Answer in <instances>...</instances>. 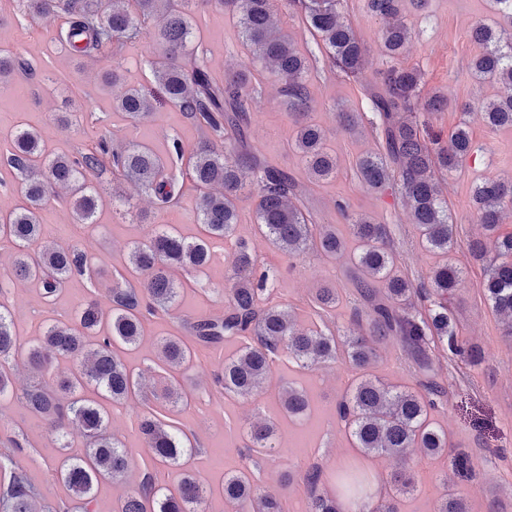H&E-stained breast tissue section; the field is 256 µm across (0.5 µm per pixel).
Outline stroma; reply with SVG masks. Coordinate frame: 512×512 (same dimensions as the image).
<instances>
[{"label":"stroma","mask_w":512,"mask_h":512,"mask_svg":"<svg viewBox=\"0 0 512 512\" xmlns=\"http://www.w3.org/2000/svg\"><path fill=\"white\" fill-rule=\"evenodd\" d=\"M340 8L367 45L364 67L355 79L330 67L324 45L301 14L286 9L279 14L281 26L308 60L306 80L312 99L308 119L325 130L327 145L337 157L338 173L325 182H310L300 154L290 147L294 120L282 104L278 83L256 60L235 18L215 6L189 5L195 34L193 55L219 82L228 70L242 67L250 71L249 91L255 100L249 127L253 150L304 186L305 204L316 223L335 225L345 236L350 233L353 215L385 225L387 243L401 270L413 281L415 305L423 310L429 305L427 275L444 257L421 245L400 187L381 192L366 189L356 169L360 157L380 149L379 118L364 88L373 82L382 61L380 35L385 22L367 16L362 0H341ZM404 8L412 38L402 62L422 71L426 91L439 92L448 99L447 107L425 115V122L443 141L459 124H466L472 141L466 162L446 176L444 198L457 239L446 258L462 270V281L449 303L459 339L479 345L484 360L474 367L461 357L433 349L436 378L448 394L438 400L431 416L448 434V453L431 458L420 450L411 451L408 464L414 468L417 489L405 496L400 509L437 512L443 490L450 488L466 496L469 512H512V336L485 300L484 262L473 259L467 250L469 240L484 235L471 203L474 186L512 177V127L489 126L480 110L482 103L499 98L506 89L477 81L470 69L478 51L470 31L477 24L490 22L494 11L491 0H426L420 7L413 0H404ZM65 22L64 15L34 18L20 8L18 0H0V49L19 56L30 67L29 72L16 73L0 83V211H11L20 202L15 192L17 172L6 157L13 134L21 126L40 131L43 147L52 156L87 151L103 138L110 139L116 150L147 143L166 157L177 197L171 206L156 208L149 193L107 169L94 180L101 197L94 223L78 224L65 191L55 190L41 213L44 239L85 250L94 257L100 274L93 283L71 279L55 301L48 303L37 285L14 278L13 252L0 248V304L11 311L14 332L24 350L48 324L75 317L91 293H105L113 278L124 273L133 244L148 239L160 225H175L188 237L199 232L198 193L185 166L170 154L176 142L188 150L197 146L203 137L198 126L164 102L137 120L114 108L117 98L129 89L157 90L154 67L161 54L159 46L145 34L136 42L106 48L91 57L80 56L58 40ZM111 72L118 73L119 79L105 84L104 77ZM342 111L357 114L356 131L340 126L337 115ZM238 209L237 235L252 242L259 271L275 275V299L292 311L298 325L338 336L357 331L356 313L362 308V299L346 276L349 256L332 261L311 250L303 258H288L259 233L251 192L241 195ZM232 249L231 241H214L206 266L178 273L181 292L174 310L148 316L141 343L120 353L135 373L165 374L158 340L182 333L184 322L223 314ZM331 284L339 290V303L333 311H317V288ZM241 346L239 339L230 338L219 348L195 350L189 364L176 374L185 406L173 420L194 447L189 467L209 489L207 512H225L220 485L226 475L244 468L261 491L279 496L288 512H304L305 474L315 464L322 468L326 488H333L338 469L359 465L372 475L380 492H387L391 473L405 463L394 457H361L338 413L356 371L338 362L310 372L282 356L275 360L261 395L228 396L216 376ZM371 371L392 385L417 389L426 381L395 341L380 345L379 359ZM32 382L22 367H14L8 392L0 398V471L23 470L44 512H118L122 499L135 488L150 461L138 433V420L147 411V402L132 398L108 404V430L128 449L132 464L121 480L100 482L84 509L57 474L61 454L54 432L46 420L33 417L25 406L24 393ZM290 385L305 390L310 400L307 412L298 418L285 416L281 408L280 394ZM261 419L277 425L282 450L277 461L257 460L246 451V429L250 422ZM460 452L473 461L465 477L453 471L452 457ZM285 472L290 474V482H282Z\"/></svg>","instance_id":"35a3bbf8"}]
</instances>
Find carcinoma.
I'll list each match as a JSON object with an SVG mask.
<instances>
[{
  "label": "carcinoma",
  "instance_id": "cac0c4a2",
  "mask_svg": "<svg viewBox=\"0 0 512 512\" xmlns=\"http://www.w3.org/2000/svg\"><path fill=\"white\" fill-rule=\"evenodd\" d=\"M192 0H25L24 7L34 16L61 13L66 26L58 40L71 51L91 57L114 44L133 42L142 34V23L156 22L153 37L163 48L165 60L155 67L158 84L169 103L186 113L212 139H224L232 150H217L212 139L185 152L174 143L179 160L186 162L200 191L197 223L203 234L192 240L171 225H163L142 243L135 244L126 270L130 278L112 281L105 295L84 304L70 323L48 326L26 354L25 364L40 378L58 359L72 363L70 376L54 386L34 385L25 392L29 412L49 421L57 431L59 447H69L68 428L84 438L85 448L67 456L60 466V477L73 498L92 502L95 485L102 479H122L129 468L128 451L107 432L102 403L81 394L94 385L102 397L120 401L142 395L139 375L123 363L120 346H136L145 334L146 315L171 309L179 297L176 273L197 269L210 260L209 241L235 233L238 225L236 200L245 189L243 172L251 171L258 188L256 223L275 248L299 258L315 249L327 259H336L345 249L344 238L331 225L319 226L302 207V190L288 173L248 151V123L254 98L246 91L249 75L233 71L217 83L202 65L186 68L194 33L185 7ZM236 15L243 39L266 71L282 83V101L295 117L293 145L305 162L312 182L336 177V155L326 147L325 131L307 120L311 96L305 74L306 57L288 33L273 24L282 6L302 11L310 27L325 45L336 71L348 78L363 68L365 43L353 26L340 15L341 0H214ZM402 0H364L366 14L383 17L390 23L382 31L385 56L377 79L366 95L380 118L383 151L359 158L357 169L363 185L381 190L397 183L409 207L412 223L422 241L432 251L448 254L454 246L455 225L449 222L442 197L440 174L459 167L471 152L470 137L463 125L442 144L429 136L419 113L439 112L446 101L436 93L423 94V74L416 67L399 63L411 36L401 14ZM480 51L471 61V71L480 81L490 80L508 88V94L483 105L484 119L493 127L512 125V32L481 24L471 31ZM27 64L10 54L0 55V81L9 79ZM116 108L132 117L151 112V100L139 89H131ZM125 179L153 195L156 204L166 208L175 197L174 181L165 160L152 148L132 144L112 149L103 138L95 148L78 156L49 157L42 147V134L19 127L7 157L19 174L18 190L23 204L0 212V244L14 246L15 277L36 283L46 302L51 303L69 280L79 276L93 281L97 266L93 258L77 248L48 245L42 241L39 212L57 186L69 189V206L79 224H90L97 212L98 192L89 175L103 169V158ZM472 205L485 230V236L469 242V253L481 260L493 254L486 266L484 295L492 309L506 318L512 335V232H499L502 213L512 206V180L485 181L475 187ZM359 242L353 256L350 280L364 300L367 311L365 332L340 341L317 329H300L291 314L272 302L273 282L269 274L257 275V257L249 239L238 237L229 257L225 310L222 316L202 317L188 326L191 342L201 348H215L227 338H240L245 345L224 362V394L242 398L258 394L267 382L276 357L285 354L299 367L315 370L326 363L345 360L360 371L359 377L340 404L353 447L365 457L404 456L411 448L437 457L448 449L444 430L430 420L435 408L434 395L443 393L430 381V396L407 386H394L369 373L379 358L377 345L396 340L412 355L416 370H432L430 350L435 346L453 355L462 351L458 331L449 313L448 299L459 285L461 270L452 263L431 269L428 314L412 306L416 289L387 248L386 227L365 217L350 224ZM38 246L35 255L29 254ZM316 306L327 312L339 302L334 286L316 290ZM160 356L172 372L191 358L192 350L184 337L165 336L158 344ZM17 352L13 316L0 306V393L7 390V366ZM281 405L290 417L304 415L309 407L306 392L288 388ZM140 436L151 460L167 468L181 469L192 454L184 438L159 414L149 412L138 424ZM249 451L272 461L280 458L276 425L269 421L250 429ZM322 471L313 466L305 481L308 489L307 512H341L340 500H357L367 495L366 479L352 472L337 476L334 489L320 487ZM391 484L395 495L379 506L361 512H400L399 495L415 487L414 471L394 473ZM207 486L190 472L181 473L176 485L158 482L147 471L138 488L122 502L119 512H205ZM0 502L8 512H42L25 473L10 472L3 484ZM224 505L229 512H286L282 500L264 494L242 470L224 477ZM438 512H468L464 497L447 492Z\"/></svg>",
  "mask_w": 512,
  "mask_h": 512
}]
</instances>
